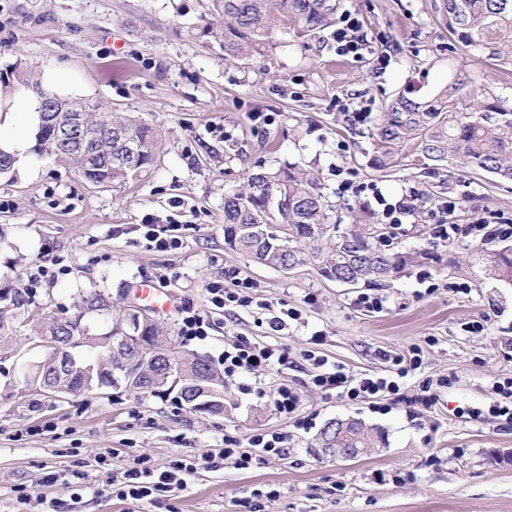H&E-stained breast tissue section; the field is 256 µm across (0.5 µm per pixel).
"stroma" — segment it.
<instances>
[{
    "instance_id": "1",
    "label": "stroma",
    "mask_w": 512,
    "mask_h": 512,
    "mask_svg": "<svg viewBox=\"0 0 512 512\" xmlns=\"http://www.w3.org/2000/svg\"><path fill=\"white\" fill-rule=\"evenodd\" d=\"M439 0H339L360 21L368 45L340 56L332 28L311 35L274 33L265 53L228 61L211 34L222 19L213 0H0V72L17 62L59 93L99 102L158 129L150 172L123 187L93 185L53 157L36 154L30 171L0 177V289L24 290L36 267L46 278L35 304L68 317L79 292L102 290L128 303V286L152 280L180 303L212 313V330L184 349L217 359L243 338L264 346L318 350L353 378L386 375V354H419L403 380L402 401L372 405L327 396L313 387L306 363L272 367L247 379L252 394L226 382L224 413L192 412L174 399L98 392L63 399L8 397L21 373L0 362V512L27 494L28 512L46 501L70 502L84 487V512H130L104 482L100 458L143 455L169 468L182 460L264 431L288 435V451L249 470L198 471L173 503L139 512H246L257 492L278 490L264 512H512V423L472 410L494 399L495 382L512 378V288H475L460 276L478 237L437 238L440 205L452 199L459 224L512 225V183L442 163L426 172L388 174L370 164L371 134L385 102L432 98L457 77L490 78V93L512 104V77L495 61L471 56L448 34ZM366 109L354 124L348 111ZM263 112L272 124L255 122ZM295 164L317 177L332 223L348 229L362 212L414 194L411 216L388 227L390 249L431 250L434 261L407 265L383 285L350 288L327 277L321 259L289 271L254 262L224 239V197L247 188L249 174ZM182 225L183 246L147 248L140 225ZM249 280L247 300L211 310L206 289ZM380 295L369 311L359 295ZM295 308L300 320L269 330L270 309ZM438 385V401L410 416L406 397ZM300 395L308 429L275 413L279 386ZM355 418L381 433L377 451L342 462L317 445L330 420ZM59 479L43 483L47 472Z\"/></svg>"
}]
</instances>
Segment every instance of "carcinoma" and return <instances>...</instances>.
<instances>
[{
	"label": "carcinoma",
	"mask_w": 512,
	"mask_h": 512,
	"mask_svg": "<svg viewBox=\"0 0 512 512\" xmlns=\"http://www.w3.org/2000/svg\"><path fill=\"white\" fill-rule=\"evenodd\" d=\"M214 6L224 19L216 37L226 61L262 54L275 31L311 33L327 27L336 21L337 10L336 0H214ZM438 9L450 34L473 54L512 68V0H441ZM0 89L5 98L17 93L35 97L41 122L48 116L45 107L57 97L18 64L0 73ZM100 109L96 103L85 113L86 121L101 132L100 162L96 165L85 163L77 142L58 145L44 128L37 129L35 140L43 142L39 152L54 156L84 181L122 186L149 171L156 157L158 135L149 126L131 118H112L99 113ZM122 128L137 151L133 162L124 158L123 141L115 135ZM371 138L374 161L381 171L408 165L426 168L451 161L512 181V106L488 95L484 78L451 81L427 101L404 95L392 99ZM329 211L316 178L288 165L253 174L247 191L224 196V238L228 245L262 265L277 268L284 261L300 265L304 258L293 242H318L337 229L329 222ZM382 238L381 223L376 220L354 225L336 236L326 257L325 272L336 280L351 274L360 282L377 284L425 257L423 253L416 257L382 250L375 244ZM474 255L482 273L478 287L488 283L512 285L511 247L495 251L478 247ZM32 304V294L27 291L0 292V360L14 357L18 341L13 325ZM93 319L104 322L112 333L62 350L46 348L45 357L33 362L31 368L37 381L67 383L70 390L78 391L86 374L95 382L104 380L108 376L104 364L134 354L136 340H120L128 332L124 309L115 307L112 296L101 290L79 295L68 320L45 318L34 328L36 336L48 334L62 345L66 337L79 335L80 328ZM177 359L183 366L201 365L212 385L224 391V373L208 358L180 349ZM357 426L355 432H344L324 425L321 447H377L379 434L360 421Z\"/></svg>",
	"instance_id": "obj_1"
}]
</instances>
